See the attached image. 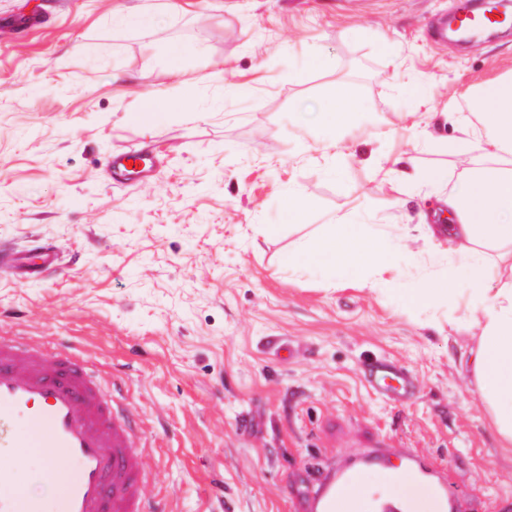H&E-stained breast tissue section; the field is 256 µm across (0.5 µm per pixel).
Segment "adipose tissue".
<instances>
[{"mask_svg": "<svg viewBox=\"0 0 512 512\" xmlns=\"http://www.w3.org/2000/svg\"><path fill=\"white\" fill-rule=\"evenodd\" d=\"M471 95L480 109L477 118L449 115L466 151L463 181L449 184L442 168L422 170L412 180L413 186L435 189L448 216L447 223L427 225L426 246L443 239L448 248L445 272L424 279L411 296L431 301L457 294L455 263L464 261L471 281L466 313L479 334L462 363L498 447L512 452V71L480 83ZM410 238L409 232L383 224H350L340 218L302 244L288 263L295 266L315 256L347 273L370 267L382 285L394 272L386 255Z\"/></svg>", "mask_w": 512, "mask_h": 512, "instance_id": "obj_1", "label": "adipose tissue"}]
</instances>
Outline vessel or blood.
Returning a JSON list of instances; mask_svg holds the SVG:
<instances>
[{"mask_svg": "<svg viewBox=\"0 0 512 512\" xmlns=\"http://www.w3.org/2000/svg\"><path fill=\"white\" fill-rule=\"evenodd\" d=\"M458 10L460 24L470 29L497 23L492 12L474 15L469 0H460ZM108 165L132 177L148 168L149 157L122 151ZM19 263L36 277L54 268L56 257L40 252ZM364 372L374 387L406 380L393 362L375 355L367 358ZM138 432L132 409L117 406L112 387L76 346L63 344L50 357L25 337L0 336V512H40L16 481L33 449L46 461L43 477L62 486V512H155L141 481L146 456ZM372 469L388 483L408 477L427 486L438 512H453L459 492L444 470L409 455L395 464L382 450L338 458L311 491V512H348L347 491Z\"/></svg>", "mask_w": 512, "mask_h": 512, "instance_id": "vessel-or-blood-1", "label": "vessel or blood"}]
</instances>
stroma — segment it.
<instances>
[{"label": "stroma", "instance_id": "1", "mask_svg": "<svg viewBox=\"0 0 512 512\" xmlns=\"http://www.w3.org/2000/svg\"><path fill=\"white\" fill-rule=\"evenodd\" d=\"M457 0H0V249L49 246L54 270L0 267V336L73 342L120 387L148 438L144 491L166 512H307L337 455L419 456L460 491L454 512H512V454L497 448L461 357L462 305L412 302L440 272L422 241L392 252L397 288L334 286L288 257L336 216L434 224L435 198L372 177L460 169L448 112L512 70V30L457 44L430 26ZM151 14L150 27L119 13ZM359 105L332 176L323 99ZM179 98L156 125L141 96ZM147 176L115 182L112 153ZM305 201L289 213V190ZM411 393L367 386L369 355ZM133 160V167L127 165V162ZM150 158L142 151H122L112 155L108 165L116 173L126 177L139 176L149 169ZM135 164L141 166V169L135 168Z\"/></svg>", "mask_w": 512, "mask_h": 512}]
</instances>
